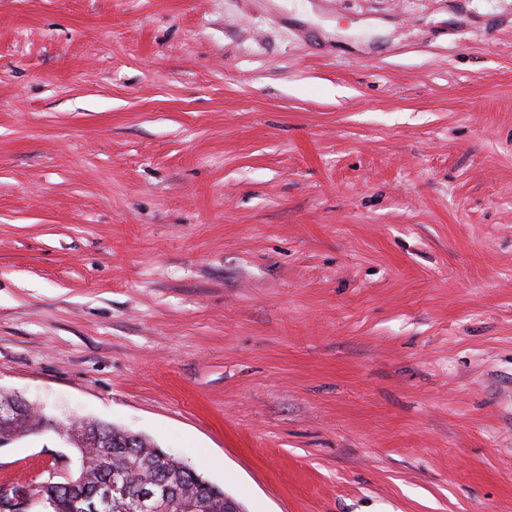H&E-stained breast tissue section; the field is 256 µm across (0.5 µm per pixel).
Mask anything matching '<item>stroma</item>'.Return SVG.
Wrapping results in <instances>:
<instances>
[{
  "label": "stroma",
  "instance_id": "1",
  "mask_svg": "<svg viewBox=\"0 0 512 512\" xmlns=\"http://www.w3.org/2000/svg\"><path fill=\"white\" fill-rule=\"evenodd\" d=\"M0 391L244 512H512V0H0Z\"/></svg>",
  "mask_w": 512,
  "mask_h": 512
}]
</instances>
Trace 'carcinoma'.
<instances>
[{
	"label": "carcinoma",
	"mask_w": 512,
	"mask_h": 512,
	"mask_svg": "<svg viewBox=\"0 0 512 512\" xmlns=\"http://www.w3.org/2000/svg\"><path fill=\"white\" fill-rule=\"evenodd\" d=\"M49 420L51 417L45 414L33 413L14 426H0V442L22 439L26 432L32 436L40 435L41 428ZM87 426L91 436L85 442L84 451L78 452L79 467L73 476L77 488L44 490V493L54 495L52 512H93L91 505L100 488L111 482L114 472L120 470L125 471L132 490L158 475L183 498L205 501L207 506L200 512H224V490L214 484L201 486L196 471L182 468L179 460L150 439L144 437L130 446L125 430L96 420L88 421Z\"/></svg>",
	"instance_id": "1"
}]
</instances>
